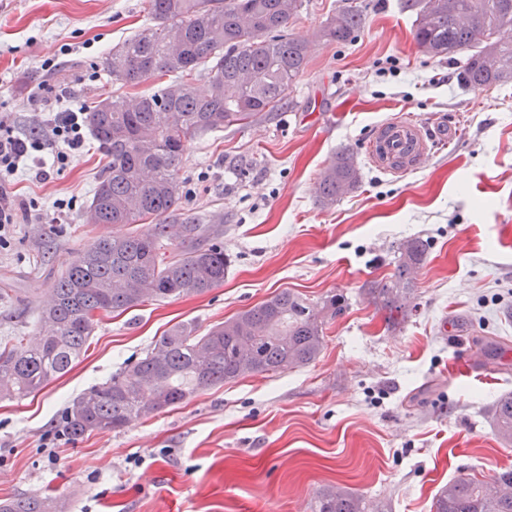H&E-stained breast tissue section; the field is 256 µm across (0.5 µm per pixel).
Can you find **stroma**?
<instances>
[{
  "mask_svg": "<svg viewBox=\"0 0 512 512\" xmlns=\"http://www.w3.org/2000/svg\"><path fill=\"white\" fill-rule=\"evenodd\" d=\"M356 2L363 27L328 44L318 31L344 0H305L288 32L308 43V64L279 111L185 142L179 209L230 255L223 285L102 317L67 374L0 400V498L51 492L68 512H312L338 486L373 512H431L450 479L512 467L492 411L512 392V82L465 87L461 58L419 50L401 0ZM149 22L144 0H0V120L27 136L51 88L83 106L111 95L103 61ZM396 116L456 127L457 139L416 171L382 173L364 142ZM344 147L361 183L322 206L317 177ZM106 162L90 139L47 180L17 182L0 243L1 339L34 336L66 263L111 235L83 217ZM412 238L426 245L412 313L391 327L363 286L390 278ZM285 288L349 302L315 362L199 391L120 432L64 433L68 403L165 331L205 333ZM464 347L485 354L482 376L451 374Z\"/></svg>",
  "mask_w": 512,
  "mask_h": 512,
  "instance_id": "1",
  "label": "stroma"
}]
</instances>
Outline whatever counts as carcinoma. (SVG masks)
Listing matches in <instances>:
<instances>
[{
	"mask_svg": "<svg viewBox=\"0 0 512 512\" xmlns=\"http://www.w3.org/2000/svg\"><path fill=\"white\" fill-rule=\"evenodd\" d=\"M303 6L304 0H147L154 24L112 51L105 70L122 87L151 77L170 82L132 100L112 94L88 111L92 136L109 163L85 221L117 232L66 263L39 312V336L0 340V400L25 398L68 372L101 314L202 295L224 283L230 259L208 242L206 225L188 218L177 234L170 231L184 142L282 107L307 65V45L288 34ZM403 8L416 13L414 39L423 52L464 58L459 76L466 86L512 81V39L501 38L512 33V0H403ZM363 22L361 7L348 2L319 37L346 43ZM360 181L354 156L339 149L320 174L317 197L332 205ZM424 250L419 239L401 243L391 279L370 283L369 292L389 311L409 315L407 296ZM347 307L338 294L310 304L282 290L202 336L189 324L176 326L145 356L75 397L65 408V431L73 438L121 431L200 390L308 365L324 348L328 322ZM493 420L512 444V392L500 397ZM0 512H64V503L31 495L1 501ZM313 512L369 510L363 496L338 489L319 492ZM432 512H512V469L490 481L462 476L448 482Z\"/></svg>",
	"mask_w": 512,
	"mask_h": 512,
	"instance_id": "obj_1",
	"label": "carcinoma"
}]
</instances>
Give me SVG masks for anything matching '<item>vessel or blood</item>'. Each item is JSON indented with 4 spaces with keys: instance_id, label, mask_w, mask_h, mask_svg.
<instances>
[{
    "instance_id": "vessel-or-blood-1",
    "label": "vessel or blood",
    "mask_w": 512,
    "mask_h": 512,
    "mask_svg": "<svg viewBox=\"0 0 512 512\" xmlns=\"http://www.w3.org/2000/svg\"><path fill=\"white\" fill-rule=\"evenodd\" d=\"M372 165L386 174L417 169L428 153V134L422 123L389 119L378 125L365 145Z\"/></svg>"
}]
</instances>
